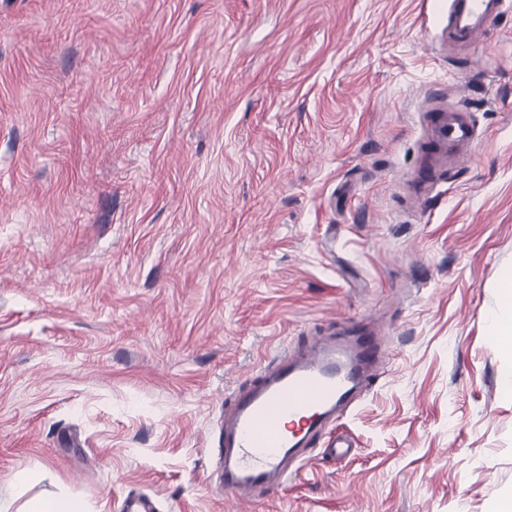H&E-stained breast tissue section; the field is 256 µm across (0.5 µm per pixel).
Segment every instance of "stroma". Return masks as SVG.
Instances as JSON below:
<instances>
[{
    "mask_svg": "<svg viewBox=\"0 0 512 512\" xmlns=\"http://www.w3.org/2000/svg\"><path fill=\"white\" fill-rule=\"evenodd\" d=\"M419 0H0V499L233 512L234 391L353 326L347 455L253 512L512 496V0L458 43ZM471 144L436 159L438 111ZM420 167L433 170L422 189ZM502 305L510 310V320H492L491 329L497 336H505L506 346L512 348V278L504 281L501 285ZM31 482V474L19 470L13 478V491L17 499H23L16 512H86L79 498H40L26 497Z\"/></svg>",
    "mask_w": 512,
    "mask_h": 512,
    "instance_id": "stroma-1",
    "label": "stroma"
}]
</instances>
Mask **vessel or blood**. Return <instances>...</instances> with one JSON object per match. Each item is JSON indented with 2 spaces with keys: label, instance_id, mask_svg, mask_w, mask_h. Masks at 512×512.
Segmentation results:
<instances>
[{
  "label": "vessel or blood",
  "instance_id": "b4317fda",
  "mask_svg": "<svg viewBox=\"0 0 512 512\" xmlns=\"http://www.w3.org/2000/svg\"><path fill=\"white\" fill-rule=\"evenodd\" d=\"M502 0H452L451 18L468 29L470 19H488ZM434 148L469 144L473 125L454 113L432 119ZM378 337L362 334L352 344L329 343L295 356L278 354L224 413V433L214 451L219 487L251 502L281 491L292 470L312 458L317 437L347 412L376 375Z\"/></svg>",
  "mask_w": 512,
  "mask_h": 512
}]
</instances>
